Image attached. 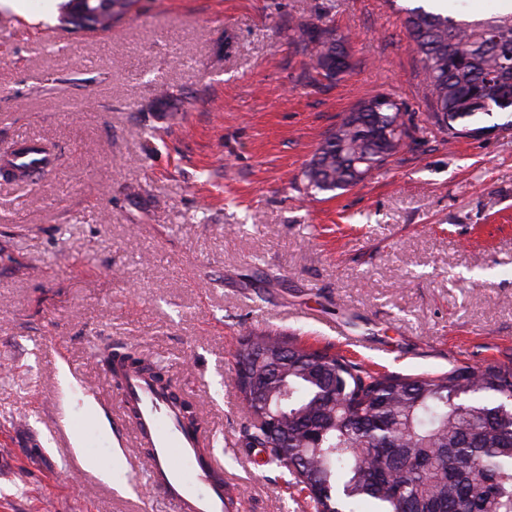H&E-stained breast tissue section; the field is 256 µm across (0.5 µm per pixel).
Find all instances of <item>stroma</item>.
<instances>
[{"label": "stroma", "mask_w": 512, "mask_h": 512, "mask_svg": "<svg viewBox=\"0 0 512 512\" xmlns=\"http://www.w3.org/2000/svg\"><path fill=\"white\" fill-rule=\"evenodd\" d=\"M62 0H0V512H172L116 448L95 343L137 348L196 402L242 512H312L248 462L235 385L272 330L381 375L512 360V114L447 143L404 20L415 0H137L74 35ZM331 22L326 78L285 38ZM171 90L175 112L149 111ZM409 135L348 190L302 171L363 99Z\"/></svg>", "instance_id": "1"}]
</instances>
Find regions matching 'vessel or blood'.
I'll list each match as a JSON object with an SVG mask.
<instances>
[{
    "instance_id": "vessel-or-blood-1",
    "label": "vessel or blood",
    "mask_w": 512,
    "mask_h": 512,
    "mask_svg": "<svg viewBox=\"0 0 512 512\" xmlns=\"http://www.w3.org/2000/svg\"><path fill=\"white\" fill-rule=\"evenodd\" d=\"M107 379L122 404L114 424L133 429L127 447L150 460L146 480L152 491L167 499L174 512H228L224 469L214 455L203 454L206 434L182 423L170 390L129 366H115Z\"/></svg>"
}]
</instances>
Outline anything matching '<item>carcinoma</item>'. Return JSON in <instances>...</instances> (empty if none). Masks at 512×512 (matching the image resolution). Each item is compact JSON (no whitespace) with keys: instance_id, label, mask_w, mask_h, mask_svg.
<instances>
[{"instance_id":"cac0c4a2","label":"carcinoma","mask_w":512,"mask_h":512,"mask_svg":"<svg viewBox=\"0 0 512 512\" xmlns=\"http://www.w3.org/2000/svg\"><path fill=\"white\" fill-rule=\"evenodd\" d=\"M136 0H67L59 18L74 32L112 30ZM410 41L421 58L432 102L430 118L448 143L480 131L479 115L505 112L512 103V11L482 20H456L428 5L406 9ZM327 77L343 38L328 23L290 35ZM181 100L164 92L151 104L173 112ZM406 113L377 95L345 113L303 171L319 191L346 190L360 174L383 165L408 136ZM285 379L256 390L267 364L281 359ZM116 361L153 369L139 351L104 349L101 364ZM236 386L253 416L266 407L288 414L283 432L243 426L239 443L258 448L262 463L290 476L297 491H310L313 512H512V362L481 369L458 367L413 378L379 375L339 354L308 351L281 336L250 333L236 355Z\"/></svg>"}]
</instances>
